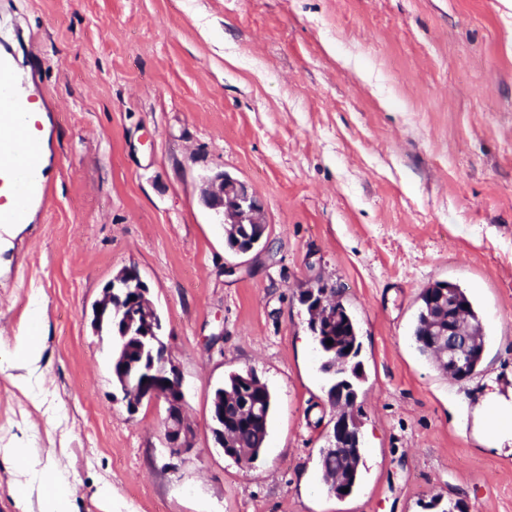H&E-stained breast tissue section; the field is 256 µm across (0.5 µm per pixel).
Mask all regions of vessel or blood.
I'll return each instance as SVG.
<instances>
[{
	"label": "vessel or blood",
	"mask_w": 512,
	"mask_h": 512,
	"mask_svg": "<svg viewBox=\"0 0 512 512\" xmlns=\"http://www.w3.org/2000/svg\"><path fill=\"white\" fill-rule=\"evenodd\" d=\"M11 48L0 50V229L43 213L53 164L43 153L42 89L17 75Z\"/></svg>",
	"instance_id": "1"
}]
</instances>
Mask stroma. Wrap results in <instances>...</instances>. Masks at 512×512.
Masks as SVG:
<instances>
[{"label": "stroma", "mask_w": 512, "mask_h": 512, "mask_svg": "<svg viewBox=\"0 0 512 512\" xmlns=\"http://www.w3.org/2000/svg\"><path fill=\"white\" fill-rule=\"evenodd\" d=\"M19 74L56 114L45 215L0 275V512H39L66 476L71 512H512V447L454 419L493 378L512 388V0H14ZM224 172L266 234L230 250L201 201ZM136 268L183 378L192 447L170 454L164 403L112 382L92 306ZM463 288L486 336L456 380L413 337L420 292ZM340 290L362 377L353 492H326L336 410L301 301ZM39 306L47 415L13 385L10 338ZM249 369L273 395L265 449L216 447L213 392ZM110 496H102V487Z\"/></svg>", "instance_id": "1"}]
</instances>
